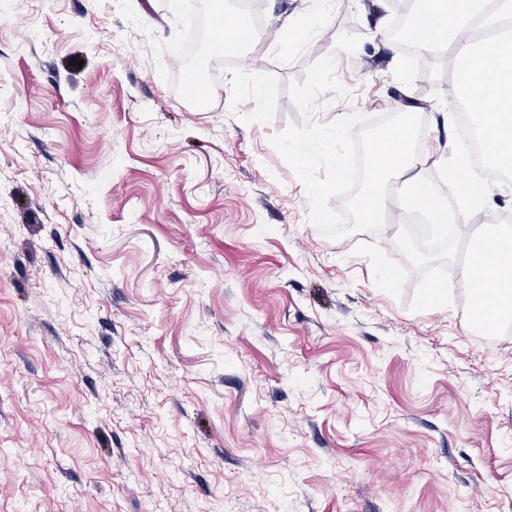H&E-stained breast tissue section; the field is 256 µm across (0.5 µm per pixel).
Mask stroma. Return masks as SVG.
I'll list each match as a JSON object with an SVG mask.
<instances>
[{
	"instance_id": "35a3bbf8",
	"label": "stroma",
	"mask_w": 512,
	"mask_h": 512,
	"mask_svg": "<svg viewBox=\"0 0 512 512\" xmlns=\"http://www.w3.org/2000/svg\"><path fill=\"white\" fill-rule=\"evenodd\" d=\"M261 40L180 86L199 14L239 0H0V512H504L512 334L466 292L411 311L374 283L399 227L325 238L273 134L335 59L318 122L420 126L449 59L366 0H260ZM291 20L303 35L282 30ZM260 92H253V83Z\"/></svg>"
}]
</instances>
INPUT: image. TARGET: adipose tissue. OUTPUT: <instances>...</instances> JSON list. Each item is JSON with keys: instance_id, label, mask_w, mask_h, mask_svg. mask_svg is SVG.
Returning <instances> with one entry per match:
<instances>
[{"instance_id": "adipose-tissue-1", "label": "adipose tissue", "mask_w": 512, "mask_h": 512, "mask_svg": "<svg viewBox=\"0 0 512 512\" xmlns=\"http://www.w3.org/2000/svg\"><path fill=\"white\" fill-rule=\"evenodd\" d=\"M417 22L411 35L418 50L444 54L455 50L465 63L455 82V97L464 100L473 123L496 165L512 169V139L499 133L512 123V0H418ZM444 141H430L411 119L400 115L390 140L394 147L380 153L363 193L361 209L375 221L386 205L422 212L429 223H466L472 209L495 212L497 204L485 194L478 173L467 160V150L457 137L458 114L441 115ZM443 166L460 187L462 205L452 210L426 180L423 162ZM402 179L397 194L386 197L384 186L391 175Z\"/></svg>"}]
</instances>
